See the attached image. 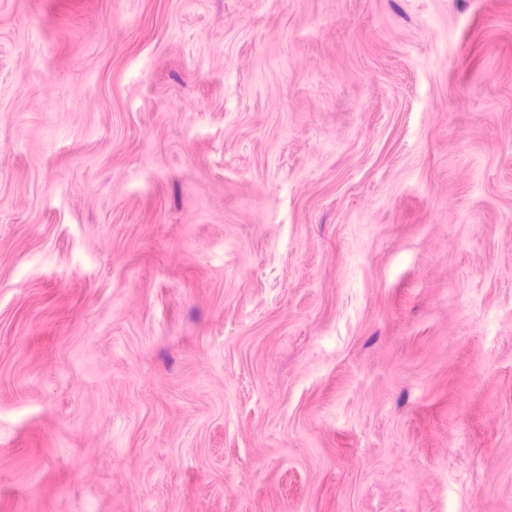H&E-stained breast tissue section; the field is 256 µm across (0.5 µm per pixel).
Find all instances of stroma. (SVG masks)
Instances as JSON below:
<instances>
[{"mask_svg": "<svg viewBox=\"0 0 512 512\" xmlns=\"http://www.w3.org/2000/svg\"><path fill=\"white\" fill-rule=\"evenodd\" d=\"M0 512H512V0H0Z\"/></svg>", "mask_w": 512, "mask_h": 512, "instance_id": "1", "label": "stroma"}]
</instances>
